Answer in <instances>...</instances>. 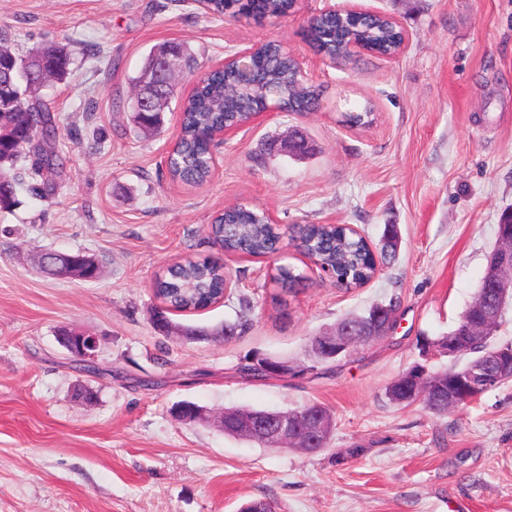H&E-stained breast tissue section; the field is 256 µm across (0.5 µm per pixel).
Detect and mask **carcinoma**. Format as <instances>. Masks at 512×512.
<instances>
[{
	"mask_svg": "<svg viewBox=\"0 0 512 512\" xmlns=\"http://www.w3.org/2000/svg\"><path fill=\"white\" fill-rule=\"evenodd\" d=\"M295 7V0H207L206 13L218 16L242 15L260 21L268 17H284ZM313 47L330 60L346 54L347 45L360 41L370 53L387 56L395 53L402 43L400 28L388 16L368 20L342 18L325 12L316 17L307 30ZM9 33L0 29V134L11 136L0 144V152L9 156L0 163V209L16 205L15 179L12 166L24 157L37 158L35 174L44 175L42 183L31 187L34 195L46 198L54 189L51 176L58 173L63 162L51 147L56 138L59 117L37 91L27 92L9 61L14 53L8 47ZM178 51L185 64L195 69V60L180 42H166L154 48L142 69L154 64L157 57ZM34 55L42 58L46 77L64 79L69 73L71 56L67 48L44 45ZM253 86L244 91L240 87L236 68L225 65L208 72L193 92L184 100L180 116V134L167 165L172 177L186 185H201L213 171L210 134L221 128H239L251 122L260 108L275 104L282 112H308L318 104L320 92L308 85L296 70L288 52L282 45L267 41L256 48ZM39 113L40 120L26 127V113ZM165 111L135 112V126L156 133L164 126ZM212 239L221 243V250L249 256H270L279 250L281 232L265 211L231 205L218 214L210 228ZM302 254L316 259L334 270L338 281L346 288L369 282L377 271L375 253L362 236L338 224H307L302 229ZM398 235L395 226L386 228L380 248L382 258L395 257ZM497 276L495 266L488 264L471 303L463 315L475 318L490 287ZM227 279L224 264L207 257L186 260L170 267L153 282V293L162 305L153 313L160 329L171 328L169 315L174 312H193L206 309L218 302L224 294ZM272 280L281 290L292 292L303 281L302 274L288 264L274 268ZM403 372L386 388L388 399L397 405H412L408 375Z\"/></svg>",
	"mask_w": 512,
	"mask_h": 512,
	"instance_id": "1",
	"label": "carcinoma"
}]
</instances>
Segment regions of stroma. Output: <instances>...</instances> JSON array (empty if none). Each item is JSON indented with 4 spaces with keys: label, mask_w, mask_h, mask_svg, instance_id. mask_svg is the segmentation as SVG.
I'll return each mask as SVG.
<instances>
[{
    "label": "stroma",
    "mask_w": 512,
    "mask_h": 512,
    "mask_svg": "<svg viewBox=\"0 0 512 512\" xmlns=\"http://www.w3.org/2000/svg\"><path fill=\"white\" fill-rule=\"evenodd\" d=\"M348 3L395 18L404 51L324 60L308 23ZM1 26L16 52L56 43L73 64L40 91L60 118L55 193L32 195L38 177L26 170L18 206L0 211V512H239L258 499L276 512H512V380L442 415L386 395L416 363L466 361L423 359L419 344L457 323L512 209V0H298L262 21L213 17L194 0H0ZM266 40L320 88L318 107L267 113L225 136L208 182L172 181L165 160L193 78L180 74L163 130L140 133L131 79L147 54L181 42L205 72ZM368 101L372 124H342ZM291 135L308 154L267 151ZM236 203L266 210L286 234L346 224L375 247L392 224L398 249L346 289L289 243L274 259L222 253L209 225ZM45 251L91 256L98 274L44 275ZM205 256L223 261L228 291L174 320L212 337L165 335L152 323L155 275ZM278 263L306 278L283 306ZM381 303L396 312L377 344L300 377L242 371L255 353L303 359L309 337ZM227 324L237 327L228 341L217 334ZM65 330L97 337L94 370L63 346ZM181 401L216 415L319 403L334 429L318 453L264 448L180 421Z\"/></svg>",
    "instance_id": "stroma-1"
}]
</instances>
